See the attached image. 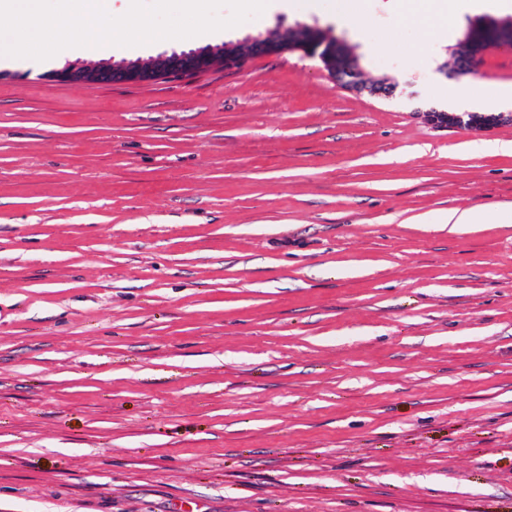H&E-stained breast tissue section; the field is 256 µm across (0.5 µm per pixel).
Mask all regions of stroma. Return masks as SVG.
<instances>
[{"label":"stroma","mask_w":512,"mask_h":512,"mask_svg":"<svg viewBox=\"0 0 512 512\" xmlns=\"http://www.w3.org/2000/svg\"><path fill=\"white\" fill-rule=\"evenodd\" d=\"M292 0L137 54L271 30L354 46L93 88L0 67V512H512V124L438 128L503 0ZM445 14L448 32L426 16ZM473 223L449 228V211ZM496 18L484 16L474 22H470L463 34L468 33L474 36L480 43L489 44L495 41L498 36V29L495 25ZM499 37L497 41L486 49L473 50L467 45L463 38L459 44L452 49L455 63V74L466 75L477 72L483 64L486 53L493 48L503 45L512 46V22L504 21L499 26ZM322 40L327 41H315L310 43L306 47V51L304 52L308 56L318 58L323 64L324 68L328 71V73L332 76V78L336 81V83L343 88H349L353 90H365L364 85L359 79L358 68H356L353 64H351L345 70L336 69V67H331L327 65L324 60L329 56L331 47L329 46V41L332 39H328L327 36L322 32H317Z\"/></svg>","instance_id":"35a3bbf8"}]
</instances>
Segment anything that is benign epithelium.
Returning a JSON list of instances; mask_svg holds the SVG:
<instances>
[{"label":"benign epithelium","mask_w":512,"mask_h":512,"mask_svg":"<svg viewBox=\"0 0 512 512\" xmlns=\"http://www.w3.org/2000/svg\"><path fill=\"white\" fill-rule=\"evenodd\" d=\"M288 43V32L278 31L275 34L255 38L252 49L261 54H273L275 50L272 43ZM455 73L458 75L472 74L479 70L483 64L487 50H473L467 45L466 40H461L453 48ZM243 57L238 46L226 44L212 49L204 48L188 52H173L156 58L149 65H133L128 63L116 64L110 61H101L98 64L77 69H64L58 77L65 82L81 83L87 87H95L109 83H147L160 80L173 75H186L211 68L217 64L235 68L241 65ZM324 68L343 87L353 90H361L364 85L359 79L358 68L351 65L345 70H339L329 65ZM429 120L438 126L454 125L461 129H485L494 127L502 122L512 123V113L504 115H480L476 112H455L448 110H428Z\"/></svg>","instance_id":"7a95c632"}]
</instances>
